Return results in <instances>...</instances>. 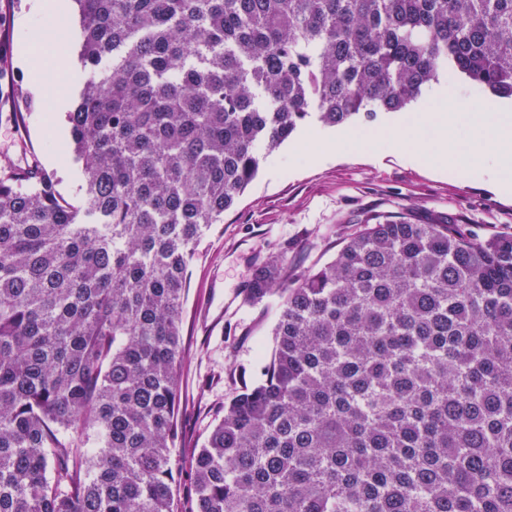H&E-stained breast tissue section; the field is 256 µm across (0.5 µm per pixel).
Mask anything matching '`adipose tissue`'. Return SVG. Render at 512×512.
Wrapping results in <instances>:
<instances>
[{"instance_id": "adipose-tissue-1", "label": "adipose tissue", "mask_w": 512, "mask_h": 512, "mask_svg": "<svg viewBox=\"0 0 512 512\" xmlns=\"http://www.w3.org/2000/svg\"><path fill=\"white\" fill-rule=\"evenodd\" d=\"M393 144L412 161L430 168L490 175L497 189L512 194V114L489 106L470 118L466 139H458L449 110L413 116Z\"/></svg>"}]
</instances>
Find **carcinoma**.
<instances>
[{
  "label": "carcinoma",
  "instance_id": "1",
  "mask_svg": "<svg viewBox=\"0 0 512 512\" xmlns=\"http://www.w3.org/2000/svg\"><path fill=\"white\" fill-rule=\"evenodd\" d=\"M81 202L0 167V512H512V234L362 224L263 263L264 379L173 455L199 246L311 119L448 73L512 100V0H76Z\"/></svg>",
  "mask_w": 512,
  "mask_h": 512
}]
</instances>
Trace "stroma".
<instances>
[{"instance_id":"stroma-1","label":"stroma","mask_w":512,"mask_h":512,"mask_svg":"<svg viewBox=\"0 0 512 512\" xmlns=\"http://www.w3.org/2000/svg\"><path fill=\"white\" fill-rule=\"evenodd\" d=\"M28 13L29 0H0L10 36L0 64L11 72L14 84L13 94L0 99V163L37 165L53 179L61 197L74 202L82 165L60 158L56 147L70 138L66 116L54 111L49 97L32 90L31 64L23 54L28 32L22 23ZM439 83L450 88L462 132L472 113L493 100L460 79L452 82L443 74ZM17 112L25 115L24 126H15ZM406 114H382L371 124L354 122V129L377 134L371 155L358 150L311 152L303 144L304 132L331 138L337 130L306 123L303 133L263 163L236 207L205 236L188 271L183 310L185 358L179 371L180 444L175 450L182 499L190 497L191 458L218 410L243 385L260 379L272 349L277 299L249 305L241 296L257 263L276 260L299 270L329 261L350 233L373 218L415 224L448 221L481 236L512 233V195L500 194L488 179L437 172L395 151L386 132Z\"/></svg>"}]
</instances>
